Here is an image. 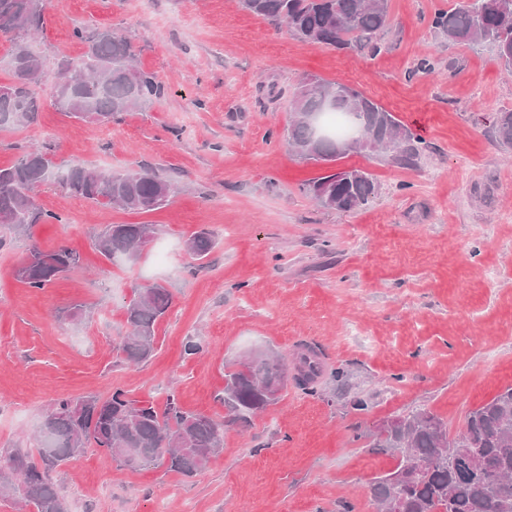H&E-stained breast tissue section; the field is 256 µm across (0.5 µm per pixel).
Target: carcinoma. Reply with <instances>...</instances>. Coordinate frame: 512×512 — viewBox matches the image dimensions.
I'll use <instances>...</instances> for the list:
<instances>
[{
	"instance_id": "carcinoma-1",
	"label": "carcinoma",
	"mask_w": 512,
	"mask_h": 512,
	"mask_svg": "<svg viewBox=\"0 0 512 512\" xmlns=\"http://www.w3.org/2000/svg\"><path fill=\"white\" fill-rule=\"evenodd\" d=\"M252 13L285 22L298 38L337 49L376 52L391 20L385 0H241ZM43 26V12L29 10V0H0V31L10 38L9 83L0 85V130L37 121L43 80L33 77L43 68L29 50V38ZM431 27L460 45L491 46L498 62L512 70V0H458L455 7L437 10ZM73 36L86 45L78 60L62 59L51 105L80 119L104 123L120 112L137 109L159 97L162 86L138 66L128 39L116 29L89 32L77 27ZM288 144L305 161L333 163L355 150L388 154L402 165L420 157L419 140L381 106L359 90L317 77L306 79L291 103ZM496 139L512 147V109L496 113ZM74 197L131 211L165 206L171 183L153 170L104 173L70 164L54 169L47 151L25 152L13 165L0 167V243L26 234L43 221L65 223L58 213L43 210L37 193L50 177ZM303 190L323 207L351 211L376 193L373 178L359 169H342L305 184ZM154 229L148 224H112L97 239L98 251L108 259L135 262L149 244ZM213 241L206 231L192 234L186 249L206 256ZM30 288L42 289L59 273L79 265L67 248L26 255ZM171 302L162 286L135 290L126 304L130 331L118 350L129 363H140L155 349L156 326ZM322 372L316 352L298 355L295 370L268 355L258 354L225 375L224 421L182 410L175 398L164 410L129 397L119 388L103 401L63 398L47 414L41 428L37 456L29 449L10 452V465L0 469V490L6 489L33 512H67V505L49 472L94 444L117 466L136 469L164 464L184 477L196 475L211 456L224 447V427L245 425L252 416L276 402L288 383L314 391ZM371 448L395 457V467L369 481L379 512H512V387L469 412L457 435L428 408H419L385 421L373 436Z\"/></svg>"
}]
</instances>
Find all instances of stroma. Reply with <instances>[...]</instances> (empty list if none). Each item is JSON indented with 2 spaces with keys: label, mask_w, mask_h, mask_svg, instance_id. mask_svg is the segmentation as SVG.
Returning <instances> with one entry per match:
<instances>
[{
  "label": "stroma",
  "mask_w": 512,
  "mask_h": 512,
  "mask_svg": "<svg viewBox=\"0 0 512 512\" xmlns=\"http://www.w3.org/2000/svg\"><path fill=\"white\" fill-rule=\"evenodd\" d=\"M376 53L302 41L240 0H47L30 41L46 85L85 46L74 28H119L162 96L96 124L45 106L37 123L0 130V167L45 146L56 164L146 167L175 191L136 212L75 198L54 182L39 205L66 216L0 246V452L38 445L66 397L113 388L223 420L224 375L258 350L293 360L318 349L314 392L288 385L194 477L151 465L120 469L95 447L50 475L68 512H376L368 482L394 468L373 452L380 424L426 407L458 433L465 415L512 385V148L491 117L512 109V73L491 46L448 42L430 26L449 0H387ZM360 90L420 138L412 166L350 153L339 169L377 191L352 211L321 207L302 187L325 174L284 137L307 76ZM110 224L158 232L136 264L95 247ZM215 245L185 249L200 230ZM78 252L80 266L42 289L14 274L30 249ZM161 285L172 304L152 355L128 365L134 288ZM84 306L83 317H70ZM201 350L188 355L184 346ZM367 407L359 411L356 400Z\"/></svg>",
  "instance_id": "35a3bbf8"
}]
</instances>
